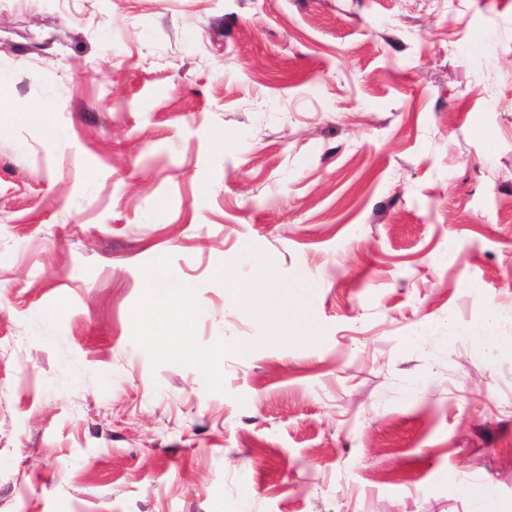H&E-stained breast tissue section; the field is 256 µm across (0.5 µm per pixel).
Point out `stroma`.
<instances>
[{
	"instance_id": "1",
	"label": "stroma",
	"mask_w": 512,
	"mask_h": 512,
	"mask_svg": "<svg viewBox=\"0 0 512 512\" xmlns=\"http://www.w3.org/2000/svg\"><path fill=\"white\" fill-rule=\"evenodd\" d=\"M1 99L0 512H512V0H0ZM262 253L322 341L152 368Z\"/></svg>"
}]
</instances>
